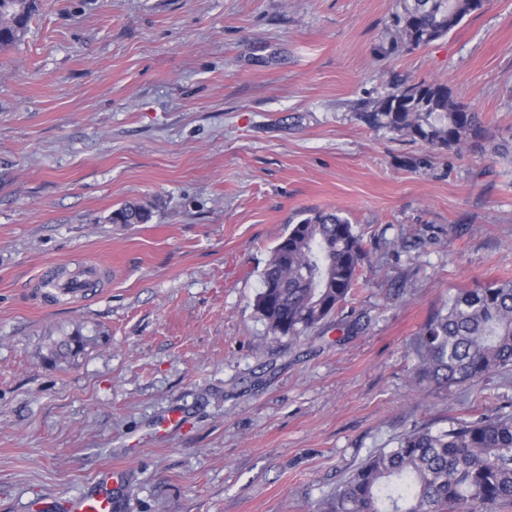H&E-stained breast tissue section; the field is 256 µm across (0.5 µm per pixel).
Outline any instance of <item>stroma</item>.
<instances>
[{
  "instance_id": "35a3bbf8",
  "label": "stroma",
  "mask_w": 512,
  "mask_h": 512,
  "mask_svg": "<svg viewBox=\"0 0 512 512\" xmlns=\"http://www.w3.org/2000/svg\"><path fill=\"white\" fill-rule=\"evenodd\" d=\"M395 0H37L0 49V512H319L406 431L512 411V373L412 391L420 326L512 277V155L367 125L441 82L512 142V0L394 50ZM127 202L145 224H114ZM337 211L366 257L310 337L254 308L272 248ZM102 274L51 302L42 273ZM175 412L178 427L155 422ZM152 218L151 210L141 204L126 203L112 211L114 224H145ZM74 512H112V491L104 485L75 500Z\"/></svg>"
}]
</instances>
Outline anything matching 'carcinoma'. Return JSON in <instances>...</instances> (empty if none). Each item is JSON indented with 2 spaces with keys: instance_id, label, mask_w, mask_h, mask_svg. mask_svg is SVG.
Instances as JSON below:
<instances>
[{
  "instance_id": "obj_1",
  "label": "carcinoma",
  "mask_w": 512,
  "mask_h": 512,
  "mask_svg": "<svg viewBox=\"0 0 512 512\" xmlns=\"http://www.w3.org/2000/svg\"><path fill=\"white\" fill-rule=\"evenodd\" d=\"M35 0H0V47L21 40ZM474 14L471 0H397L393 47L425 46ZM361 118L433 148L484 149L492 142L479 113L459 110L448 86L402 85ZM151 210L126 203L114 224H145ZM365 250L356 227L335 211L309 210L288 227L261 273L255 308L269 332H319L359 283ZM412 384L449 389L512 372V280L460 288L420 327ZM512 503V411L415 427L370 456L326 499L320 512H494Z\"/></svg>"
}]
</instances>
